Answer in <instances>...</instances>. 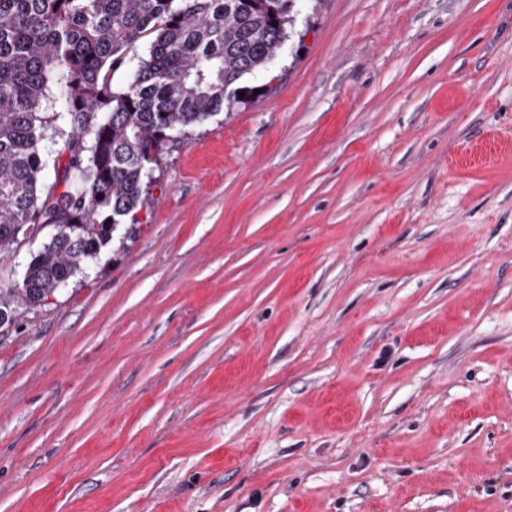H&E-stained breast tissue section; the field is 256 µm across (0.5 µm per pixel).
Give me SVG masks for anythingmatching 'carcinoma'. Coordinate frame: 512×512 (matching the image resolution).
<instances>
[{
    "label": "carcinoma",
    "mask_w": 512,
    "mask_h": 512,
    "mask_svg": "<svg viewBox=\"0 0 512 512\" xmlns=\"http://www.w3.org/2000/svg\"><path fill=\"white\" fill-rule=\"evenodd\" d=\"M296 11L297 0H0V254L46 235L0 287V329L140 233L147 168L250 93L246 77L273 60Z\"/></svg>",
    "instance_id": "cac0c4a2"
}]
</instances>
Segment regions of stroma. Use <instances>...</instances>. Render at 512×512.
Listing matches in <instances>:
<instances>
[{
	"label": "stroma",
	"instance_id": "stroma-1",
	"mask_svg": "<svg viewBox=\"0 0 512 512\" xmlns=\"http://www.w3.org/2000/svg\"><path fill=\"white\" fill-rule=\"evenodd\" d=\"M247 84L0 330V512H512V0H300Z\"/></svg>",
	"mask_w": 512,
	"mask_h": 512
}]
</instances>
